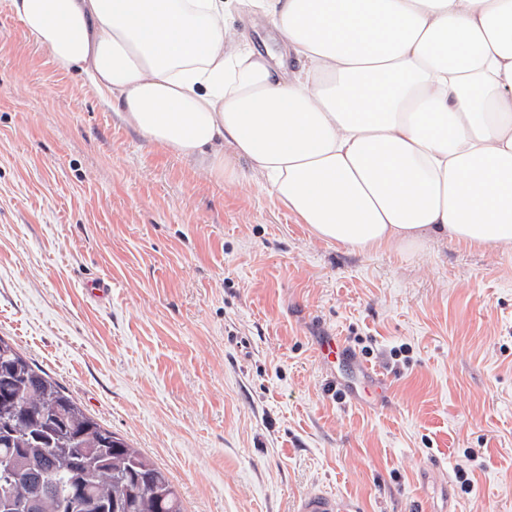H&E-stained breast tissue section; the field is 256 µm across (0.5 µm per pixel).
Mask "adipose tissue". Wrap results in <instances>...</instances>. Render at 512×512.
I'll return each instance as SVG.
<instances>
[{
    "label": "adipose tissue",
    "instance_id": "adipose-tissue-1",
    "mask_svg": "<svg viewBox=\"0 0 512 512\" xmlns=\"http://www.w3.org/2000/svg\"><path fill=\"white\" fill-rule=\"evenodd\" d=\"M148 142L319 240L512 250V0H8ZM261 16L272 63L226 23Z\"/></svg>",
    "mask_w": 512,
    "mask_h": 512
}]
</instances>
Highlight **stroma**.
<instances>
[{
    "label": "stroma",
    "instance_id": "1",
    "mask_svg": "<svg viewBox=\"0 0 512 512\" xmlns=\"http://www.w3.org/2000/svg\"><path fill=\"white\" fill-rule=\"evenodd\" d=\"M0 336L165 468L184 512H297L317 491L512 512V251L321 241L251 177L216 182L126 127L8 0ZM331 336L383 390L321 360Z\"/></svg>",
    "mask_w": 512,
    "mask_h": 512
}]
</instances>
